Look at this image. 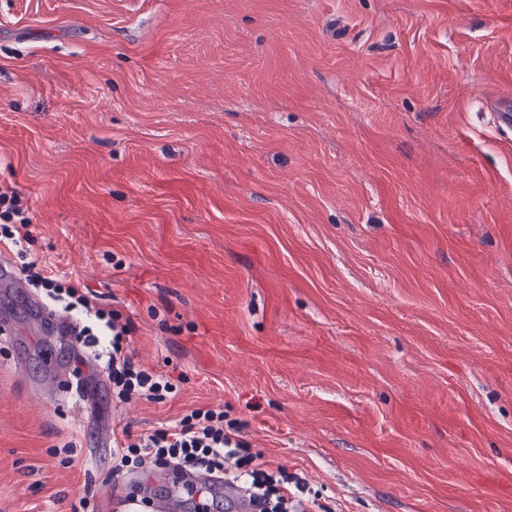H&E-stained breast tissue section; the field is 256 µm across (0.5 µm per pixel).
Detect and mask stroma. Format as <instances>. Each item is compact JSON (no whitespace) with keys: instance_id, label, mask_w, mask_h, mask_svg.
<instances>
[{"instance_id":"obj_1","label":"stroma","mask_w":512,"mask_h":512,"mask_svg":"<svg viewBox=\"0 0 512 512\" xmlns=\"http://www.w3.org/2000/svg\"><path fill=\"white\" fill-rule=\"evenodd\" d=\"M512 0H0L26 258L170 401L78 414L0 341V512H128L96 427L202 407L331 512H512ZM77 438L78 463L62 447Z\"/></svg>"}]
</instances>
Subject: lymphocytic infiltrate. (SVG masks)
<instances>
[{"label": "lymphocytic infiltrate", "mask_w": 512, "mask_h": 512, "mask_svg": "<svg viewBox=\"0 0 512 512\" xmlns=\"http://www.w3.org/2000/svg\"><path fill=\"white\" fill-rule=\"evenodd\" d=\"M0 239L21 256L35 240L21 197L9 187L0 189ZM22 272L26 282L42 286L47 300L73 321L79 348L75 364L81 367L94 358L113 401L120 404L139 396L161 402L174 391L169 376L136 365L129 351L134 326L120 311L100 308L79 280L45 275L36 262L26 263ZM245 427V422L226 419L223 410L211 408L194 410L146 435L133 434L125 426L112 434V471L120 473L132 464L143 470L204 473L241 489L253 512H308L305 478L288 477L253 454L242 437Z\"/></svg>", "instance_id": "obj_1"}]
</instances>
